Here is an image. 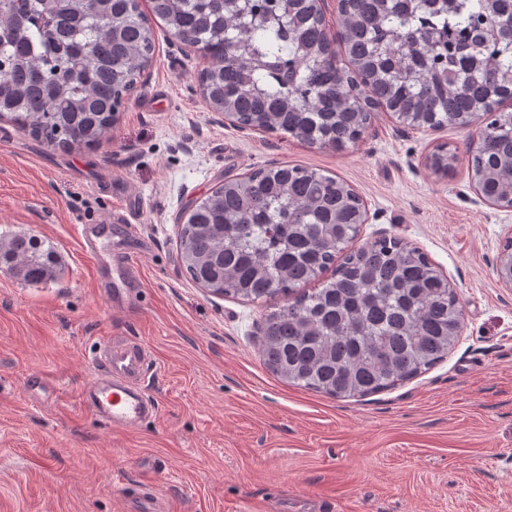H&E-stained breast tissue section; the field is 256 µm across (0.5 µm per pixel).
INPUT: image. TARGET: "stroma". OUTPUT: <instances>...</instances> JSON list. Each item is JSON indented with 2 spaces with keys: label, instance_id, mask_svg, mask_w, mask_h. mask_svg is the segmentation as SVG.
I'll return each instance as SVG.
<instances>
[{
  "label": "stroma",
  "instance_id": "obj_1",
  "mask_svg": "<svg viewBox=\"0 0 512 512\" xmlns=\"http://www.w3.org/2000/svg\"><path fill=\"white\" fill-rule=\"evenodd\" d=\"M197 49L156 34L109 139L64 150L0 121V233L54 247L56 280L0 270V512H512V290L495 265L512 209L479 197L476 126L415 128L378 113L347 148L224 125ZM447 175L426 169L438 145ZM301 164L363 199L357 244L412 243L453 285L463 329L425 373L363 398L280 380L259 333L271 306L217 296L178 262L179 216L223 179ZM103 245L102 261L82 233ZM135 255L120 306L100 291ZM151 351L156 419L119 430L79 402L94 349ZM40 382L29 385L31 377Z\"/></svg>",
  "mask_w": 512,
  "mask_h": 512
}]
</instances>
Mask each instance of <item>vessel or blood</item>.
Returning a JSON list of instances; mask_svg holds the SVG:
<instances>
[{
	"mask_svg": "<svg viewBox=\"0 0 512 512\" xmlns=\"http://www.w3.org/2000/svg\"><path fill=\"white\" fill-rule=\"evenodd\" d=\"M95 360L97 373L83 388L81 400L99 419L125 429L157 414V402L141 388L150 365L142 344L103 341L95 352Z\"/></svg>",
	"mask_w": 512,
	"mask_h": 512,
	"instance_id": "b4317fda",
	"label": "vessel or blood"
}]
</instances>
